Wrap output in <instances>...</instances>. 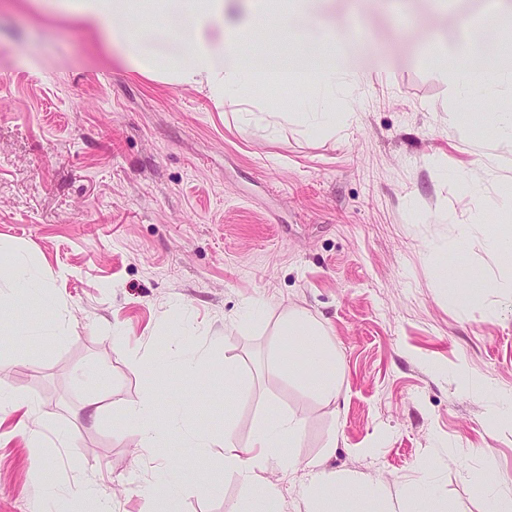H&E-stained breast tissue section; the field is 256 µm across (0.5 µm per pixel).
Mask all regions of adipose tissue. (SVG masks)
Listing matches in <instances>:
<instances>
[{"label": "adipose tissue", "mask_w": 512, "mask_h": 512, "mask_svg": "<svg viewBox=\"0 0 512 512\" xmlns=\"http://www.w3.org/2000/svg\"><path fill=\"white\" fill-rule=\"evenodd\" d=\"M36 10L77 21L98 35L105 48L120 46L125 65L150 79L175 86L189 85L208 90L216 109L249 103L250 92L262 83L289 76L308 91L303 99L302 118L316 130L329 129L335 122L332 111L340 93L342 66L329 64L322 70L310 66L308 47H296L288 65L277 59H258L248 65L236 58L255 30L280 37L293 32V22L307 0H32ZM504 0H494L483 25L476 26L468 18L459 25L464 39L461 52H470L474 45L484 46L470 69L447 71L448 85L460 101L472 100L476 94L491 95L504 88L512 89V58L505 59L488 44L487 35L500 22ZM178 10L188 20L182 36V53L167 62L145 53L140 45L134 17L146 10L165 13ZM8 287L24 291L36 298L41 310L50 312L57 306L52 285L44 269L29 254L12 256ZM283 336L290 338L289 357L301 358L303 378L327 402L335 401L338 392V363L324 331L300 315L288 312L283 316ZM159 400L146 401L124 410L123 421L138 446L145 451L160 447L161 431L155 411ZM304 421L294 413L268 414L252 437L249 447H240L232 428L224 430V468L243 475L245 484L262 502L264 512H276L279 490L268 482L266 473L272 469L287 472L294 462L291 448L297 447Z\"/></svg>", "instance_id": "obj_1"}]
</instances>
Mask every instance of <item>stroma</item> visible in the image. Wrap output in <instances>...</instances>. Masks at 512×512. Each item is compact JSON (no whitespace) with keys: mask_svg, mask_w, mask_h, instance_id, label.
<instances>
[{"mask_svg":"<svg viewBox=\"0 0 512 512\" xmlns=\"http://www.w3.org/2000/svg\"><path fill=\"white\" fill-rule=\"evenodd\" d=\"M488 0H313L308 44L340 34L336 60L363 75L336 105L328 134L291 119L217 113L206 92L129 71L68 18L0 0V242L46 268L66 323L62 336L22 340L32 297L0 290V389L33 405L45 436L32 456L16 417L0 424V512H92L95 488L112 512H145V493L177 485L179 512H253L242 477L224 469V426L248 445L267 413L304 420L293 474L271 471L281 512H306L305 466L345 484L359 478L394 512L424 484L446 512H487L512 496V423H494L512 394V306L474 289L449 303L436 271L461 280L512 278L489 231L512 226V141L486 112L512 109V91L486 105L458 101L423 52L432 39L463 68L459 20ZM145 46L178 51L182 15L136 18ZM479 187L462 197L453 175ZM472 225L464 249L458 227ZM320 325L340 362L327 404L298 369L272 371L287 351L284 313ZM199 350L194 378L178 352ZM236 375L224 380L225 364ZM103 368L97 388L77 376ZM166 398L188 404L210 433L206 468L182 466V443L136 448L125 408ZM96 400L89 416L85 404ZM73 440L63 447L56 431ZM222 473L223 491L204 490Z\"/></svg>","mask_w":512,"mask_h":512,"instance_id":"obj_1","label":"stroma"}]
</instances>
